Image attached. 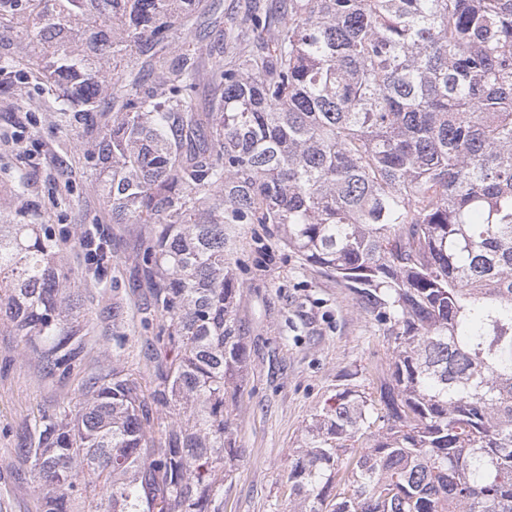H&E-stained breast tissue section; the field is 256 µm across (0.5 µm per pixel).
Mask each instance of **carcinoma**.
Instances as JSON below:
<instances>
[{
  "mask_svg": "<svg viewBox=\"0 0 512 512\" xmlns=\"http://www.w3.org/2000/svg\"><path fill=\"white\" fill-rule=\"evenodd\" d=\"M48 2L0 0L39 28L32 68L81 40L114 70L136 59L95 159L112 223L147 228L142 321L165 317L166 365L148 398L114 367L41 416L43 512H221L246 362L228 224L278 225L392 330L389 381L336 394L288 465L309 512H512V0H245L207 69L188 38L166 51L199 0ZM79 15L99 21L84 37ZM58 248L0 224V322L49 374L84 349ZM153 403L173 416L158 443Z\"/></svg>",
  "mask_w": 512,
  "mask_h": 512,
  "instance_id": "1",
  "label": "carcinoma"
}]
</instances>
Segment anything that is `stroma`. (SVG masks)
I'll return each mask as SVG.
<instances>
[{"instance_id":"obj_1","label":"stroma","mask_w":512,"mask_h":512,"mask_svg":"<svg viewBox=\"0 0 512 512\" xmlns=\"http://www.w3.org/2000/svg\"><path fill=\"white\" fill-rule=\"evenodd\" d=\"M11 82L10 92L0 93V224L50 225L59 261L83 300L85 349L67 375H46L36 358L22 355L21 336L0 325V512H41L31 462L18 451L24 433L115 365L151 392L157 380L149 356L163 318L141 324L157 280L141 260L145 231L113 223L104 192L111 173L93 157L111 109L93 113L87 126L58 83L21 65ZM228 232L247 362L234 421L244 453L224 483L222 512H302L286 482L288 465L336 393L389 375L391 330L340 280L304 266L277 225L232 224ZM116 332L126 337L123 347L114 345Z\"/></svg>"}]
</instances>
